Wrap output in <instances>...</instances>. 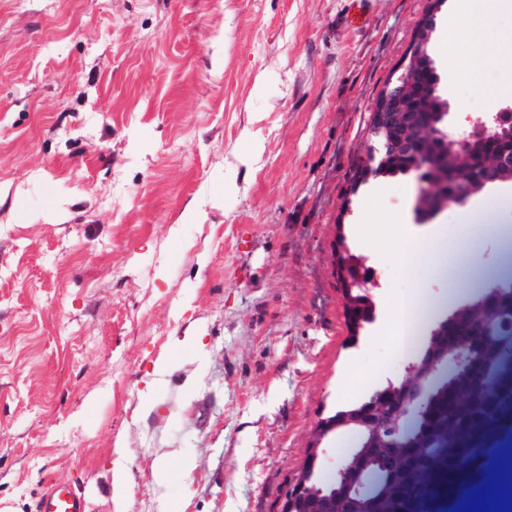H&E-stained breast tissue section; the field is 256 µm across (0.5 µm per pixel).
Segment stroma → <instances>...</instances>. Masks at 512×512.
I'll return each instance as SVG.
<instances>
[{
    "mask_svg": "<svg viewBox=\"0 0 512 512\" xmlns=\"http://www.w3.org/2000/svg\"><path fill=\"white\" fill-rule=\"evenodd\" d=\"M429 6L348 30L346 0H0V512L57 482L88 512H280L320 419L512 281L484 231L512 182L425 220L414 174L352 183ZM448 12L428 51L467 129L512 109V0L477 43ZM407 224L445 225L433 261L402 266ZM338 237L371 279L355 334Z\"/></svg>",
    "mask_w": 512,
    "mask_h": 512,
    "instance_id": "1",
    "label": "stroma"
}]
</instances>
